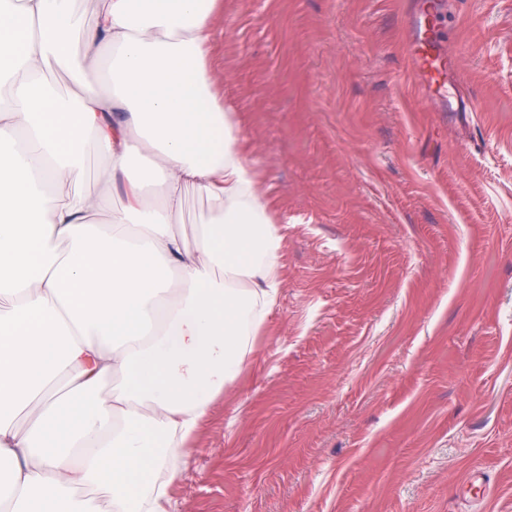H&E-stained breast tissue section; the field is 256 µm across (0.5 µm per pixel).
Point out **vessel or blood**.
<instances>
[{
  "label": "vessel or blood",
  "mask_w": 512,
  "mask_h": 512,
  "mask_svg": "<svg viewBox=\"0 0 512 512\" xmlns=\"http://www.w3.org/2000/svg\"><path fill=\"white\" fill-rule=\"evenodd\" d=\"M438 8L436 0H416L409 19L407 57L420 86L435 99L445 100L456 76L455 56L443 47L433 34Z\"/></svg>",
  "instance_id": "vessel-or-blood-1"
}]
</instances>
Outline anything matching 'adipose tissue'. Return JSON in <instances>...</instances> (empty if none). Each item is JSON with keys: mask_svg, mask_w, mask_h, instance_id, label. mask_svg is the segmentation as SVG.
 I'll use <instances>...</instances> for the list:
<instances>
[{"mask_svg": "<svg viewBox=\"0 0 512 512\" xmlns=\"http://www.w3.org/2000/svg\"><path fill=\"white\" fill-rule=\"evenodd\" d=\"M223 11L99 0L89 26L69 0H0V512H100L99 492L109 512H170L171 477L276 302L288 220L217 98ZM91 150L107 162L96 190ZM191 189L212 209L190 242Z\"/></svg>", "mask_w": 512, "mask_h": 512, "instance_id": "ef3b65f1", "label": "adipose tissue"}]
</instances>
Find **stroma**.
<instances>
[{
	"instance_id": "35a3bbf8",
	"label": "stroma",
	"mask_w": 512,
	"mask_h": 512,
	"mask_svg": "<svg viewBox=\"0 0 512 512\" xmlns=\"http://www.w3.org/2000/svg\"><path fill=\"white\" fill-rule=\"evenodd\" d=\"M454 2L465 113L414 91L407 0H224L211 58L288 216L284 286L174 512H512V0Z\"/></svg>"
}]
</instances>
